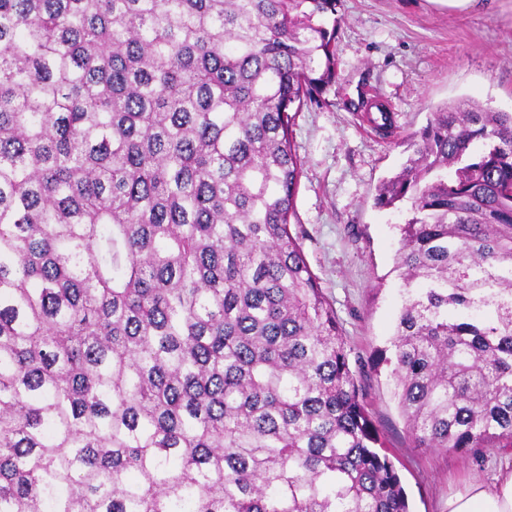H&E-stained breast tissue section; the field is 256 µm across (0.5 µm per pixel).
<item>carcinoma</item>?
Masks as SVG:
<instances>
[{
	"mask_svg": "<svg viewBox=\"0 0 512 512\" xmlns=\"http://www.w3.org/2000/svg\"><path fill=\"white\" fill-rule=\"evenodd\" d=\"M337 0H0V512H409L290 232ZM393 396L512 447V112L432 109Z\"/></svg>",
	"mask_w": 512,
	"mask_h": 512,
	"instance_id": "cac0c4a2",
	"label": "carcinoma"
}]
</instances>
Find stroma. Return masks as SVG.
<instances>
[{"mask_svg":"<svg viewBox=\"0 0 512 512\" xmlns=\"http://www.w3.org/2000/svg\"><path fill=\"white\" fill-rule=\"evenodd\" d=\"M336 27L340 80L293 127L302 174L291 228L345 332L411 512H444L467 481L494 482L512 450L418 448L409 437L391 369L373 360L402 304L397 227L410 213L377 207L375 197L405 164L404 138L426 126L431 107L469 100L512 110V0L465 12L444 0H340ZM380 104L393 117L388 135L369 121Z\"/></svg>","mask_w":512,"mask_h":512,"instance_id":"obj_1","label":"stroma"}]
</instances>
